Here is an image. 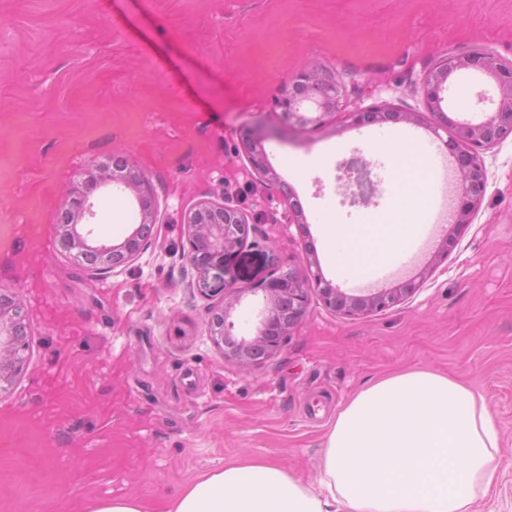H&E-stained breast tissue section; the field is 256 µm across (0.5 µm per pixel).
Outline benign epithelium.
Here are the masks:
<instances>
[{"label":"benign epithelium","instance_id":"1","mask_svg":"<svg viewBox=\"0 0 512 512\" xmlns=\"http://www.w3.org/2000/svg\"><path fill=\"white\" fill-rule=\"evenodd\" d=\"M472 71L483 73L494 81L497 97L493 98L484 91L477 94V103L494 105L492 115L479 123L440 119L432 127L436 134L442 128H454V138L446 146L457 157L462 187L450 227L452 231L471 223L486 191L487 177L476 149L492 146L512 134V61H500L485 53L451 56L440 61L423 86L427 111H442L441 92L452 75ZM344 106L343 91L336 77L322 74L316 66L291 77L275 100V107L288 122L302 127H320L331 114ZM349 116L355 125L365 120L383 123L410 118V115L395 112L385 105L375 106L366 112L351 111ZM264 139L263 132L257 129L243 142V149L252 168L273 184L277 176L267 167L262 146ZM109 165L108 161L98 162L75 176L66 202L72 219L70 223L60 225L68 249L74 251V259L80 262L87 257L94 259L90 271L95 278L104 277L118 265L137 259L148 245L147 236L155 228L158 216V204L147 180L138 174H117L110 170ZM347 174L351 178L349 185L356 188L355 195L369 201L376 191L369 164L354 157L347 163ZM116 186L132 196L140 221L122 242L110 244L95 236V200L100 195L112 193ZM183 226L188 242L187 259L202 275L221 266L224 255L241 245L248 235V219L243 212L209 201H203L190 210L184 217ZM416 287L415 281L407 280L393 288L352 294L326 283L318 286V294L327 308L347 316L364 317L398 305L413 294ZM257 291L262 292L263 303L255 334L237 336L233 333V312L243 295ZM308 304V279L301 272L290 270L271 277L259 289H230L224 295V303L211 311L207 322L208 335L224 358L248 369L257 356L269 357L277 353L290 326L305 316ZM27 349L21 306L16 298L0 292V392L21 373Z\"/></svg>","mask_w":512,"mask_h":512}]
</instances>
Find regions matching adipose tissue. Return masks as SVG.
Returning <instances> with one entry per match:
<instances>
[{"label": "adipose tissue", "mask_w": 512, "mask_h": 512, "mask_svg": "<svg viewBox=\"0 0 512 512\" xmlns=\"http://www.w3.org/2000/svg\"><path fill=\"white\" fill-rule=\"evenodd\" d=\"M394 162L395 213L366 224L328 219L322 243L337 266L365 278L413 240L431 200L428 164L402 139L369 143ZM499 431L484 395L439 370L412 368L361 389L326 437L306 483L272 461H237L165 498L163 512H471L498 478Z\"/></svg>", "instance_id": "obj_1"}]
</instances>
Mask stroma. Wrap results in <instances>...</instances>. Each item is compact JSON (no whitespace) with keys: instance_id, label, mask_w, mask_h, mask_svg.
I'll list each match as a JSON object with an SVG mask.
<instances>
[{"instance_id":"stroma-1","label":"stroma","mask_w":512,"mask_h":512,"mask_svg":"<svg viewBox=\"0 0 512 512\" xmlns=\"http://www.w3.org/2000/svg\"><path fill=\"white\" fill-rule=\"evenodd\" d=\"M512 59V0H0V290L28 325L27 362L0 394V512H88L124 493L147 501L241 459L314 480L331 422L370 382L415 367L484 392L500 433V474L472 512H512V136L480 150L485 196L440 258L442 234L395 286L399 305L352 317L310 291L274 356L242 370L211 343L210 306L232 288L306 265L346 291L368 281L320 243L326 214L362 224L395 205L393 164L370 205H351L342 169L375 134L434 135L423 82L444 56ZM335 76L349 107L387 105L412 122L288 127L283 80L311 66ZM467 87L458 98V84ZM493 81L450 77L442 108L478 123ZM279 182L250 166L256 126ZM123 158L146 176L161 225L139 258L92 278L60 244L74 173ZM247 214L245 243L210 270L186 259L183 219L200 201ZM137 217L103 199L95 233L121 242ZM81 325L62 342V324Z\"/></svg>"}]
</instances>
